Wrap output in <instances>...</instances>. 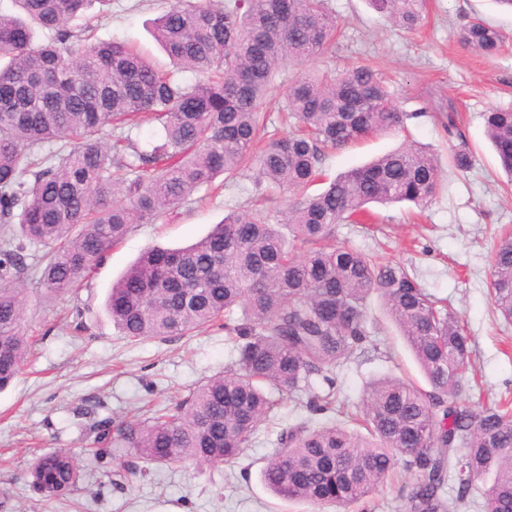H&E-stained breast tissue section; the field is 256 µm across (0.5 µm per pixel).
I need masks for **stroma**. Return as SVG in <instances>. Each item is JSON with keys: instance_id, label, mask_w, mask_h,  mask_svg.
Returning <instances> with one entry per match:
<instances>
[{"instance_id": "35a3bbf8", "label": "stroma", "mask_w": 512, "mask_h": 512, "mask_svg": "<svg viewBox=\"0 0 512 512\" xmlns=\"http://www.w3.org/2000/svg\"><path fill=\"white\" fill-rule=\"evenodd\" d=\"M165 0H112V17L96 31L152 55L167 57L151 36ZM340 36L332 52L308 61L345 69L377 66L388 78L394 102L411 115L406 129L379 135L332 153L324 164L333 177L368 163L406 142L429 148L447 160L454 148L441 127L440 106L452 102L475 156L472 169H443L445 192L418 211L396 204L376 208L360 224L337 225L332 240L374 259L405 265L436 298L448 300L464 321L472 342L466 398L474 409L512 398V322H504L490 301L495 235L512 227V186L498 166L486 136L483 112L512 107V12L495 0H428L423 26L406 32L389 24L366 0H329ZM479 16L507 37L504 50L488 59L464 48L460 27ZM255 171L215 192L203 203L186 205L157 224L135 225L93 272L87 286L63 303L45 300L29 288L26 298L31 354L20 375L0 391V512H337L336 508L289 504L260 481V469L276 448L279 424L307 418L306 407L284 403L278 424L262 426L236 466L171 464L122 486L113 473L127 459L113 453L103 460L88 455L89 427L95 421L154 409L186 395L203 378L222 372L235 359L223 332L205 329L166 342H130L104 311L109 289L147 248H179L206 236L232 210L256 196ZM369 318L380 326L375 350L336 372L346 404L363 408L373 379L409 376L423 383L413 355L378 299ZM66 448L83 460L76 491L44 502L28 483L36 453Z\"/></svg>"}]
</instances>
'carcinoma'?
<instances>
[{
    "instance_id": "obj_1",
    "label": "carcinoma",
    "mask_w": 512,
    "mask_h": 512,
    "mask_svg": "<svg viewBox=\"0 0 512 512\" xmlns=\"http://www.w3.org/2000/svg\"><path fill=\"white\" fill-rule=\"evenodd\" d=\"M112 0H12L0 11V390L30 348L23 294L29 244L42 247L34 285L71 293L135 224H155L210 197L215 180L256 168L259 209L234 210L193 245L150 248L112 284L105 311L133 340L168 341L209 327L235 345L231 366L152 416L95 425L97 457L125 448L143 468L179 462L233 464L284 397L326 385L306 401L321 423L285 425L262 483L292 503L356 505L396 469L411 478L405 512H461L487 476L485 512H512V404L476 412L463 400L472 346L448 305L404 265L328 244L338 224H358L370 203L420 209L442 191L431 153L407 146L324 182L331 152L374 134L401 131L402 112L378 69L304 72L286 66L326 54L336 40L327 0H170L154 31L172 68L152 65L119 41H98ZM394 25L414 30L426 0H369ZM460 42L488 57L505 36L474 18ZM195 74L192 83L182 74ZM281 112L295 131H269L263 105L283 86ZM442 126L459 146L458 171L474 165L453 104ZM155 123L154 142L130 135ZM512 179V109L484 113ZM492 304L512 320V235L493 251ZM377 297L428 384L382 378L365 410L344 411L336 368L373 343L368 311ZM82 464L65 449L29 470L44 497L77 487ZM453 482L455 495L446 488Z\"/></svg>"
}]
</instances>
